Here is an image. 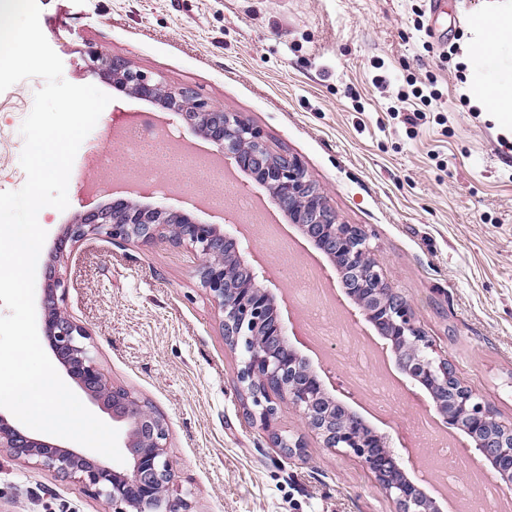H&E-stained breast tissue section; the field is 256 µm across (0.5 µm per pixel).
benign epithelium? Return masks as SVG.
Listing matches in <instances>:
<instances>
[{
	"label": "benign epithelium",
	"mask_w": 512,
	"mask_h": 512,
	"mask_svg": "<svg viewBox=\"0 0 512 512\" xmlns=\"http://www.w3.org/2000/svg\"><path fill=\"white\" fill-rule=\"evenodd\" d=\"M89 60L120 90L161 104L270 189L273 202L288 212V223L297 225L331 262L343 256L345 264L336 267L338 283L362 319L390 342L399 369L425 393L429 404L448 422L463 425L473 451L489 460L512 487V425L496 421L462 385L453 365L435 351L418 325L411 304L385 282L367 234L357 225L337 222L324 191L308 178L302 162L272 152L263 132L247 118L190 89L173 91L102 49L89 51ZM91 235L189 244L200 260L201 287L222 312L224 340L234 349L242 347L239 382L259 408L260 420L271 423L277 400L294 407L302 423L321 436L323 447L352 454L365 465L391 498L395 512H441L405 475L412 449L402 441L395 449L392 437L353 412L347 401H355L354 391L341 381L326 386L292 342L279 317L276 296L263 285L261 266L244 263L243 256L254 253L252 241L218 224L195 222L183 213L131 199L84 214L65 226L63 237L76 243ZM60 286L58 279L45 284L43 336L67 376L112 421L125 426L130 465L116 471L85 453L27 436L1 413L0 448L78 479L93 495L112 503L114 512H177L169 496L175 471L167 455L165 420L126 389L107 383L86 344L85 330L55 307ZM274 442L290 457L303 453L299 438L276 433Z\"/></svg>",
	"instance_id": "benign-epithelium-1"
}]
</instances>
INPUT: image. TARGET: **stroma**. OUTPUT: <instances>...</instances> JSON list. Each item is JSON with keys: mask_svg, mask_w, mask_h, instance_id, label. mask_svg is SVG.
Masks as SVG:
<instances>
[{"mask_svg": "<svg viewBox=\"0 0 512 512\" xmlns=\"http://www.w3.org/2000/svg\"><path fill=\"white\" fill-rule=\"evenodd\" d=\"M63 77L111 101L82 142L69 205L46 207L36 288L64 283L58 307L87 334L108 382L162 415L180 512H394L355 457L323 447L298 411L271 426L250 416L241 354L225 343L222 313L200 285L187 245L98 237L54 247L67 224L122 196L100 168L113 128L154 113L166 132L210 148L168 112L118 91L88 66L105 50L168 87L245 115L278 153L299 157L338 222L370 238L385 281L411 304L439 355L495 418L512 424V134L463 92L478 43L473 13L512 0H37ZM43 85L0 93V192L26 181L20 127ZM431 100L412 97L413 88ZM400 117H393V110ZM416 115L415 124L405 123ZM188 188L145 203L204 224L224 218ZM423 405L402 390L386 411L355 410L380 432L401 431ZM300 437L301 456L274 433ZM0 512H113L77 479L0 448Z\"/></svg>", "mask_w": 512, "mask_h": 512, "instance_id": "35a3bbf8", "label": "stroma"}]
</instances>
